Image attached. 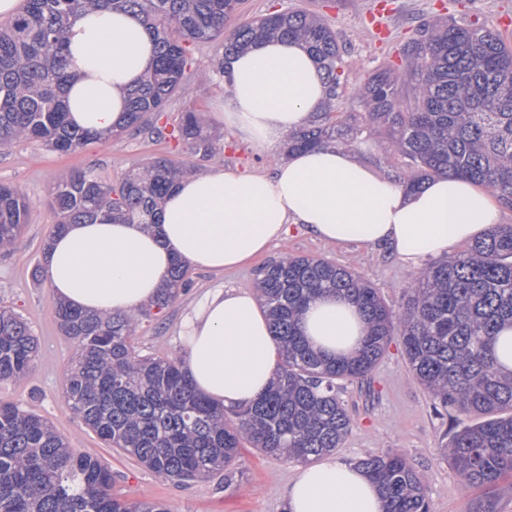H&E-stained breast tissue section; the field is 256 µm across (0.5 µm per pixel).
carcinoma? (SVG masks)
Wrapping results in <instances>:
<instances>
[{
	"mask_svg": "<svg viewBox=\"0 0 512 512\" xmlns=\"http://www.w3.org/2000/svg\"><path fill=\"white\" fill-rule=\"evenodd\" d=\"M242 0H25L0 27V148L34 140L75 153L104 135L68 121L64 91L66 38L87 10L112 8L139 22L155 58L128 92L125 129L163 135L156 125L170 98L187 90L189 47L220 39L224 61L269 38L303 44L318 60L326 98L309 123L288 135V150L349 146L342 123L346 45L321 16L305 9L240 19ZM352 94L366 122L386 131L389 157H400L410 190L446 175L491 190L512 209V42L473 22L422 20L401 48L400 64L372 71ZM168 137L192 156L220 152L195 111L182 112ZM189 166L156 156L116 184L90 171L54 186L52 233L68 224L161 223V204ZM31 210L16 188L0 185V250L13 249ZM177 259L156 301L131 313L91 314L62 302L55 318L74 342L64 387L67 408L105 445L135 458L162 483L187 485L224 474L243 445L285 460L310 462L335 452L352 429L340 382L367 377L388 345L399 342L412 376L434 405L467 421L443 448L460 482L497 483L512 473V371L498 367L497 335L512 325V224H499L454 255L419 269L405 304L391 309L360 275L321 257L286 256L262 267L254 291L281 350L273 380L251 405L228 412L196 391L180 355L151 357L132 343L137 327L189 287ZM342 295L361 310L366 336L350 357L328 359L299 330L307 304ZM38 341L28 323L0 309V381L31 371ZM379 487L386 512H430L427 485L398 449L357 461ZM103 461L78 454L42 416L0 401V512H170L161 502L130 501L113 492Z\"/></svg>",
	"mask_w": 512,
	"mask_h": 512,
	"instance_id": "carcinoma-1",
	"label": "carcinoma"
}]
</instances>
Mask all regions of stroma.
<instances>
[{
    "mask_svg": "<svg viewBox=\"0 0 512 512\" xmlns=\"http://www.w3.org/2000/svg\"><path fill=\"white\" fill-rule=\"evenodd\" d=\"M376 0H243L241 13L251 18L289 8L320 12L348 49L345 70L350 82L365 79L375 67L398 61L404 42L422 17L441 16L472 21L499 31L512 40V0H388L391 11L385 36L373 34L367 16ZM222 41L192 49L190 91L173 98L162 116L172 122L180 113L201 111L208 128L224 150L215 158L191 156L175 141H156L139 134H122L107 142H92L80 152L58 154L40 143L20 140L0 149V184L20 189L32 210L20 244L0 253V308L24 318L39 339V355L29 375L17 382H0V400L21 404L49 420L71 448L107 463L115 476L114 491L131 500L161 501L171 512H283V493L298 465L255 449L242 450L231 482L206 480L186 486L164 485L135 458L107 448L96 434L75 418L63 401V383L71 367L72 346L58 330L56 298L46 278L35 277L42 264L52 221L51 190L62 175L89 170L107 182H118L129 170L153 156L165 155L198 171L221 166L247 173L268 174L282 160L281 144L257 147L236 130L226 127L220 112L227 98L224 82L201 79L199 73L221 58ZM343 106L358 128L354 142L362 159L393 180L407 170L401 161L385 162V134L364 129L362 109L353 96ZM324 257L357 272L377 288L392 308L401 307L416 272L386 249L364 244H329L292 226L288 236L270 245L256 265L211 272L190 269V287L169 307L136 331L134 343L141 354L164 357L181 352V322L185 312L207 288L221 285L251 290L262 265L285 256ZM354 423L336 456L353 462L399 448L407 452L428 481L431 512H512V475L497 484L463 487L450 462L440 454L457 429L456 415L434 408L426 390L411 375L402 347L391 343L373 372L365 379L345 383L341 390Z\"/></svg>",
    "mask_w": 512,
    "mask_h": 512,
    "instance_id": "35a3bbf8",
    "label": "stroma"
}]
</instances>
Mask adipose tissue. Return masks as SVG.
Masks as SVG:
<instances>
[{"instance_id": "1", "label": "adipose tissue", "mask_w": 512, "mask_h": 512, "mask_svg": "<svg viewBox=\"0 0 512 512\" xmlns=\"http://www.w3.org/2000/svg\"><path fill=\"white\" fill-rule=\"evenodd\" d=\"M74 76L70 118L99 133L119 130L127 91L150 69L154 42L130 15L84 13L68 34ZM224 123L265 146L303 128L325 97L313 55L292 41L264 40L231 58ZM162 222L70 224L44 255L57 300L91 312H130L156 297L175 259L219 271L248 264L279 240L288 223L324 242L382 246L406 265L453 253L498 223L495 195L469 181L435 177L409 191L375 171L356 150L293 152L273 175L216 168L179 179L164 198ZM300 330L329 358L352 355L366 324L339 295L307 305ZM184 365L196 390L233 411L268 387L279 348L255 296L206 289L185 313ZM285 512H385L377 485L335 456L299 468L284 494Z\"/></svg>"}]
</instances>
